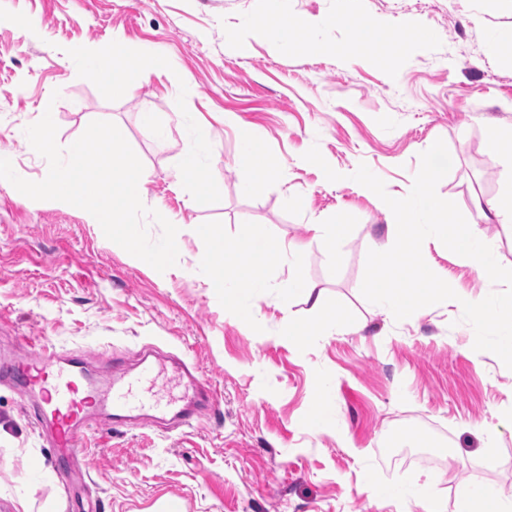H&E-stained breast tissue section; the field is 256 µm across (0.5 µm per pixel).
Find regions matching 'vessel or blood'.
<instances>
[{"mask_svg": "<svg viewBox=\"0 0 512 512\" xmlns=\"http://www.w3.org/2000/svg\"><path fill=\"white\" fill-rule=\"evenodd\" d=\"M26 344L30 356L0 362V376L36 396L37 422L50 430L60 460L75 464L84 458L83 435L100 408L107 407L122 415L146 411L137 391L142 379L153 372L152 364H144L137 375L123 376L101 387L79 360L59 355L41 340L30 338ZM178 369L192 399L178 416L189 427L195 420L197 404L209 403L211 392L186 364H179Z\"/></svg>", "mask_w": 512, "mask_h": 512, "instance_id": "1", "label": "vessel or blood"}]
</instances>
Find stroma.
Masks as SVG:
<instances>
[{
    "instance_id": "35a3bbf8",
    "label": "stroma",
    "mask_w": 512,
    "mask_h": 512,
    "mask_svg": "<svg viewBox=\"0 0 512 512\" xmlns=\"http://www.w3.org/2000/svg\"><path fill=\"white\" fill-rule=\"evenodd\" d=\"M283 13L300 32L293 49L248 35ZM417 29L432 39L394 45ZM116 47L156 64L129 91L69 64L74 50ZM146 109L168 121L166 140L144 126ZM47 111L63 148L92 121L117 125L147 175L143 204L179 229L178 263L157 272L87 211L0 184V355L40 336L103 382L135 371L152 345L150 400L181 406L183 360L212 404L190 428L92 423L78 469L55 459L34 397L0 382V512L19 496L33 512H159L174 501L181 512H422L395 490L428 476L448 508L463 483L512 495V369L474 350L461 306L496 283L432 241L422 255L456 299L401 321L368 302L366 256L393 245L394 216L352 179L364 164L390 196H407L420 154L443 140L452 168L438 195L497 238L512 268V232L474 207L498 200L507 173L488 141L512 139V0H0V158L30 181L49 166L25 130ZM246 137L270 169L259 190L240 165ZM196 140L208 147L201 184L183 173ZM314 146L344 180L304 160ZM201 190L209 203L193 208ZM332 222L346 227L340 241L316 237L314 225ZM255 227L295 260L240 266L265 285L252 324L212 282L225 252L249 255ZM294 267L319 307L281 294ZM287 322L309 336L280 339ZM322 377L333 382L326 398ZM327 400L336 422L321 416ZM408 421L421 456L391 460Z\"/></svg>"
}]
</instances>
